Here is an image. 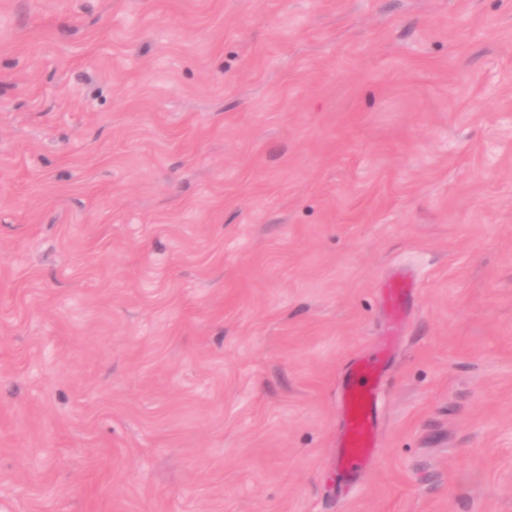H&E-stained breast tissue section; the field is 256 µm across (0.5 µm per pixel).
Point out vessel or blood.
<instances>
[{"label": "vessel or blood", "instance_id": "obj_1", "mask_svg": "<svg viewBox=\"0 0 512 512\" xmlns=\"http://www.w3.org/2000/svg\"><path fill=\"white\" fill-rule=\"evenodd\" d=\"M413 288V281L404 275L388 280L384 299L394 316H401L405 311ZM382 374L380 361L362 358L352 365L342 385L340 401L345 431L339 453L347 472H356L373 453L377 433L376 394Z\"/></svg>", "mask_w": 512, "mask_h": 512}]
</instances>
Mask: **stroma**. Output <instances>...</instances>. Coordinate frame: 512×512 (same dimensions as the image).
<instances>
[{
    "mask_svg": "<svg viewBox=\"0 0 512 512\" xmlns=\"http://www.w3.org/2000/svg\"><path fill=\"white\" fill-rule=\"evenodd\" d=\"M0 512H512V0H0ZM413 288V281L405 275L393 276L386 283L384 292L385 304L395 317H400L405 311L409 298L413 293ZM383 368L379 360H357L344 381L340 401L345 417V431L340 458L347 472L355 473L370 458L377 433L376 394Z\"/></svg>",
    "mask_w": 512,
    "mask_h": 512,
    "instance_id": "35a3bbf8",
    "label": "stroma"
}]
</instances>
